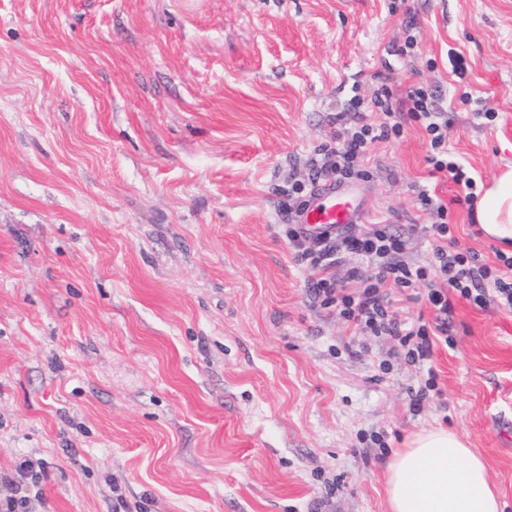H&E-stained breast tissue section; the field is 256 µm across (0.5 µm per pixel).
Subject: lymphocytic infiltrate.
<instances>
[{
	"label": "lymphocytic infiltrate",
	"instance_id": "obj_1",
	"mask_svg": "<svg viewBox=\"0 0 512 512\" xmlns=\"http://www.w3.org/2000/svg\"><path fill=\"white\" fill-rule=\"evenodd\" d=\"M418 123L426 132L433 173L444 175L461 192L452 202H444L426 188H417V201L423 210L433 212L435 244L428 264L415 266L402 261L407 241L392 233L385 224H352L341 230L310 231L296 224L295 208L283 209L284 233L295 252V259L311 274L309 290L320 307L336 311L364 336L396 340L404 356L421 362L432 356V333L447 335L453 298L475 306L512 311V255L497 252L495 263L488 264L469 247H461L448 222L449 204L473 205L475 179L466 166L448 149V114L438 106L433 93L418 87L405 96L391 91L364 101L355 99L350 120L341 122L331 142L319 145L307 162V177L289 182L288 190L300 195L328 179L355 182L367 179L365 166L376 144L399 138L407 121ZM357 261L347 267L345 280L356 282L347 291L334 269L345 255ZM402 291L423 288L437 312L435 325L418 320L404 322L391 310L389 289Z\"/></svg>",
	"mask_w": 512,
	"mask_h": 512
}]
</instances>
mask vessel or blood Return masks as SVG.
I'll list each match as a JSON object with an SVG mask.
<instances>
[{
  "label": "vessel or blood",
  "instance_id": "obj_1",
  "mask_svg": "<svg viewBox=\"0 0 512 512\" xmlns=\"http://www.w3.org/2000/svg\"><path fill=\"white\" fill-rule=\"evenodd\" d=\"M363 202L348 185L327 181L318 186L299 217L309 228L341 227L361 220Z\"/></svg>",
  "mask_w": 512,
  "mask_h": 512
}]
</instances>
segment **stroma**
I'll return each instance as SVG.
<instances>
[{
    "label": "stroma",
    "instance_id": "stroma-1",
    "mask_svg": "<svg viewBox=\"0 0 512 512\" xmlns=\"http://www.w3.org/2000/svg\"><path fill=\"white\" fill-rule=\"evenodd\" d=\"M385 69L447 109L479 185L512 164V0H0V477L21 512H391L386 464L438 427L512 512V312L455 300L454 346L408 363L313 302L281 228L278 186ZM428 155L408 123L359 184L413 265L435 221L415 186L457 191ZM448 220L494 261L476 215Z\"/></svg>",
    "mask_w": 512,
    "mask_h": 512
}]
</instances>
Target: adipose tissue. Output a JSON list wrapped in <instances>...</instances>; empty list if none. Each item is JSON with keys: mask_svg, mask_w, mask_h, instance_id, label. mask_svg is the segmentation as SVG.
Segmentation results:
<instances>
[{"mask_svg": "<svg viewBox=\"0 0 512 512\" xmlns=\"http://www.w3.org/2000/svg\"><path fill=\"white\" fill-rule=\"evenodd\" d=\"M483 231L512 245V169L478 201ZM391 512H501L483 461L456 432L430 430L415 436L389 463Z\"/></svg>", "mask_w": 512, "mask_h": 512, "instance_id": "adipose-tissue-1", "label": "adipose tissue"}]
</instances>
